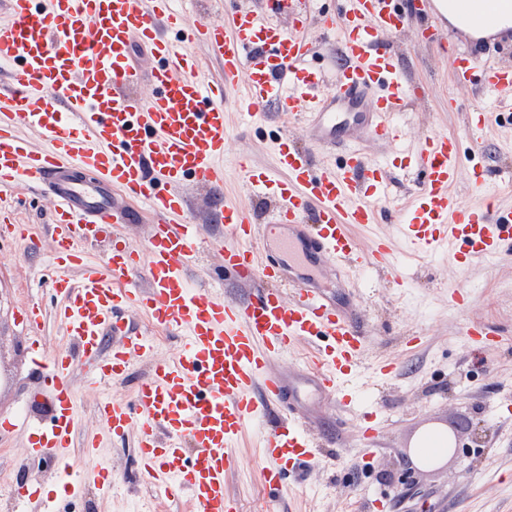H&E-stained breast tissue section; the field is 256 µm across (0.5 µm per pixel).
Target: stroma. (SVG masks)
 Segmentation results:
<instances>
[{
  "label": "stroma",
  "instance_id": "35a3bbf8",
  "mask_svg": "<svg viewBox=\"0 0 512 512\" xmlns=\"http://www.w3.org/2000/svg\"><path fill=\"white\" fill-rule=\"evenodd\" d=\"M409 26L388 43L401 57L405 76L422 88L421 97L400 121L405 141L425 137H456L465 155L492 173L512 177V111L492 107L475 88L455 84L451 59L468 53L493 65L512 63V32L495 40L473 41L455 28H444L441 44L423 37L434 23L432 7L403 0ZM236 92L224 99L232 120L224 153L227 202H249L264 213V202L248 201V170L278 175L276 119L245 126L235 120ZM480 109L493 118L480 143H472L470 124ZM369 161H390L396 195L418 182L399 146L375 143L355 129ZM188 219L195 224L204 250L190 267L196 287L210 288L219 276L224 229L205 223L214 207L205 192L188 188ZM53 198L44 190L15 187L0 192V209L11 210L16 224L26 226L41 242L30 249L26 240L0 239V417L20 418L18 427L0 430V512H187L178 499L159 497L134 463L136 436L114 446L97 416L102 395L118 399L131 394L136 381L150 372L146 362L134 363L129 375L102 387L91 386L83 361L72 370L75 399L73 438L69 448L72 472L57 476L53 452L36 454L33 427L48 422L50 395L30 354L31 337H40L44 357L67 352L71 343L55 317L49 287L53 272L47 231ZM324 283L339 302L356 305L364 326L366 348L357 379L350 388L352 406L341 410L322 403L309 406L319 454L298 471L284 475L283 489L273 492L260 480L265 464L259 444L261 429L249 427L234 454L237 465L227 480L242 512H358L378 499L379 512H512V252L492 262L463 267L447 255L416 261L405 269L387 265L346 274L326 269ZM468 292L465 308L449 310L448 289ZM43 310L39 326L23 330V306ZM481 324L499 337L497 348L481 356L469 344L466 324ZM394 370L380 375L382 361ZM443 427L456 450L438 467L420 469L407 458L415 435L428 426ZM96 454L85 459V445ZM110 466L124 491L105 496L97 486L102 466ZM28 487L30 500L14 504V484Z\"/></svg>",
  "mask_w": 512,
  "mask_h": 512
}]
</instances>
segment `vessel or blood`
<instances>
[{
    "label": "vessel or blood",
    "instance_id": "obj_1",
    "mask_svg": "<svg viewBox=\"0 0 512 512\" xmlns=\"http://www.w3.org/2000/svg\"><path fill=\"white\" fill-rule=\"evenodd\" d=\"M174 2L0 0V190L44 187L55 201L52 286L75 351L42 363L53 415L38 447L71 444L75 358L89 362L86 377L98 382L126 377L141 357L152 369L133 395L97 409L105 432L119 442L137 430L143 475L165 496L187 497L190 512H241L225 483L249 426L266 425L260 479L280 489L283 469L317 451L306 400H333L359 366L364 338L356 310L340 306L309 269L385 264L391 241L364 249L350 229L376 222L391 178L386 164H366L351 141L338 166L280 134L277 160L287 180L248 177L253 194L274 200L268 220L255 223L238 203L214 215L231 238L221 251L224 269L252 289V299L191 287L199 242L183 189L193 184L216 196L224 188V91L243 85L244 119L274 116L288 125L301 118L328 144L336 141L340 112L377 141L401 139L394 115L421 91L381 46L409 25L395 0H350L339 18L314 14L313 0H299L302 18L289 28L237 7L193 22ZM318 28L335 32L341 60L329 99L317 95L323 76L310 64ZM199 43L222 64L223 83L203 78ZM136 46L147 51L150 70L133 60ZM453 74L457 84L512 101L511 66L480 70L461 56ZM145 79L153 93L143 100L135 90ZM23 127L38 131L40 148L20 137ZM408 154L422 177L393 213L410 255L462 253L476 261L512 247V207L455 202L463 162L457 138L429 136ZM133 203L154 218L140 248L124 232ZM106 238L112 248L105 263L84 267L81 284H73L68 271L83 266L81 245ZM131 307L157 330L182 334L175 360L155 359L153 342L125 321ZM107 334L112 351L102 360ZM303 342L314 351L298 377L271 371L273 359Z\"/></svg>",
    "mask_w": 512,
    "mask_h": 512
}]
</instances>
